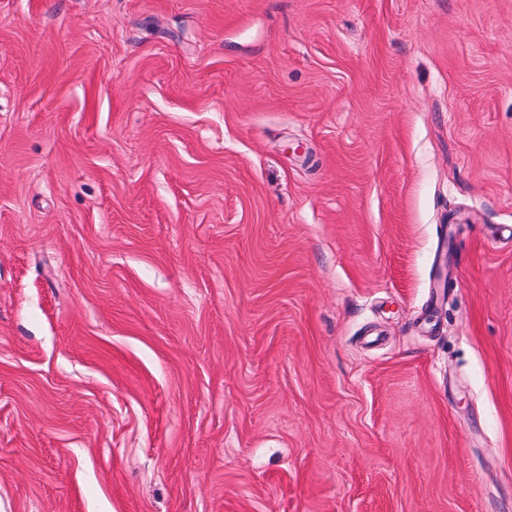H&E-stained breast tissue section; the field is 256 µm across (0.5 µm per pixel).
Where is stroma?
<instances>
[{
  "mask_svg": "<svg viewBox=\"0 0 512 512\" xmlns=\"http://www.w3.org/2000/svg\"><path fill=\"white\" fill-rule=\"evenodd\" d=\"M0 512H512V0H0Z\"/></svg>",
  "mask_w": 512,
  "mask_h": 512,
  "instance_id": "stroma-1",
  "label": "stroma"
}]
</instances>
